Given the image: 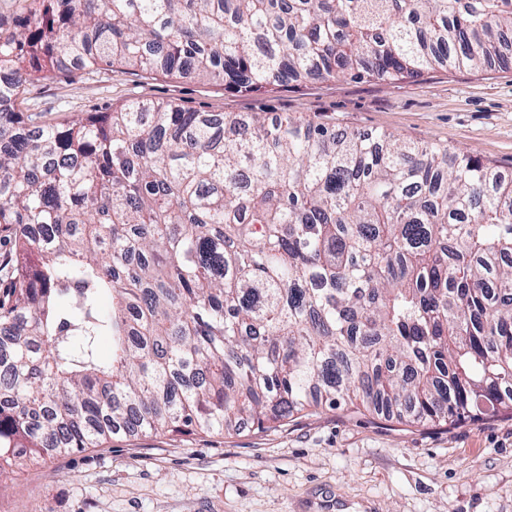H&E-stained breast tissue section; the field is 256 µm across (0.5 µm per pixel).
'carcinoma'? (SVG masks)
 <instances>
[{
    "mask_svg": "<svg viewBox=\"0 0 512 512\" xmlns=\"http://www.w3.org/2000/svg\"><path fill=\"white\" fill-rule=\"evenodd\" d=\"M511 58L512 0H25L0 21V463L340 404L418 425L512 410L511 177L173 103L31 129L29 84L73 62L255 92ZM13 230L1 231L0 228V299L6 297V288L9 287L13 277Z\"/></svg>",
    "mask_w": 512,
    "mask_h": 512,
    "instance_id": "obj_1",
    "label": "carcinoma"
}]
</instances>
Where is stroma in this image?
<instances>
[{
	"label": "stroma",
	"mask_w": 512,
	"mask_h": 512,
	"mask_svg": "<svg viewBox=\"0 0 512 512\" xmlns=\"http://www.w3.org/2000/svg\"><path fill=\"white\" fill-rule=\"evenodd\" d=\"M130 102L387 131L512 177V62L259 92L149 69L73 67L30 85L19 110L34 128ZM0 512H512V412L435 427L341 406L267 432H120L97 448L4 467Z\"/></svg>",
	"instance_id": "stroma-1"
}]
</instances>
